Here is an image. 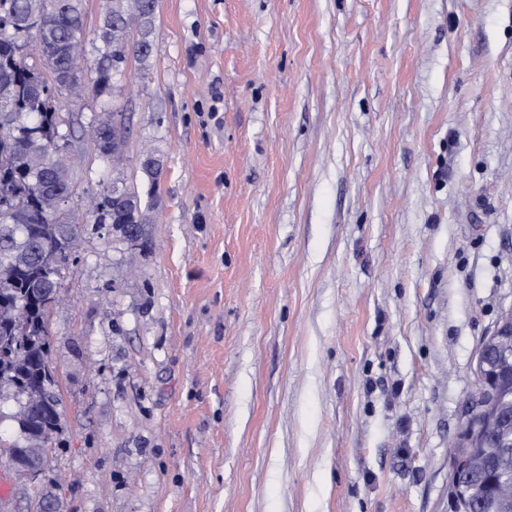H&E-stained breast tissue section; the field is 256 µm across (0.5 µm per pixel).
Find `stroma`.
<instances>
[{
  "label": "stroma",
  "mask_w": 512,
  "mask_h": 512,
  "mask_svg": "<svg viewBox=\"0 0 512 512\" xmlns=\"http://www.w3.org/2000/svg\"><path fill=\"white\" fill-rule=\"evenodd\" d=\"M151 37L115 102L149 249L86 226L63 430L0 512H449L512 309V0H157ZM69 110L79 223L115 170ZM508 336V337H506ZM502 352L496 360L491 359L488 348ZM510 356L512 360V309L506 312L494 333L486 340L477 361V376L480 389L476 395L478 399L481 391L485 393L490 391L495 382L496 373L499 371V365L502 360H507Z\"/></svg>",
  "instance_id": "35a3bbf8"
}]
</instances>
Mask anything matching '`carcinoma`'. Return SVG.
<instances>
[{
    "mask_svg": "<svg viewBox=\"0 0 512 512\" xmlns=\"http://www.w3.org/2000/svg\"><path fill=\"white\" fill-rule=\"evenodd\" d=\"M155 4L109 0L93 36L84 31L82 0H0V401L11 391L10 418L16 435L0 436V454L32 451L41 461L52 453L62 431L59 382L49 369L51 306L62 297L61 270L85 230L71 221L70 208L44 205V188L54 183L47 170L55 153L69 156L73 142L68 113L47 89L58 83L78 87L101 100L100 111L121 91L130 66L146 67ZM94 77L83 81L82 66ZM97 150L117 169L123 162L126 127L117 116L98 120ZM86 222L109 225L126 240V226L137 224L146 250L142 193L120 177L99 180L86 209ZM499 423L482 428L484 467L467 476L479 488L469 503L452 512H495L512 498V448H501Z\"/></svg>",
    "mask_w": 512,
    "mask_h": 512,
    "instance_id": "obj_1",
    "label": "carcinoma"
}]
</instances>
